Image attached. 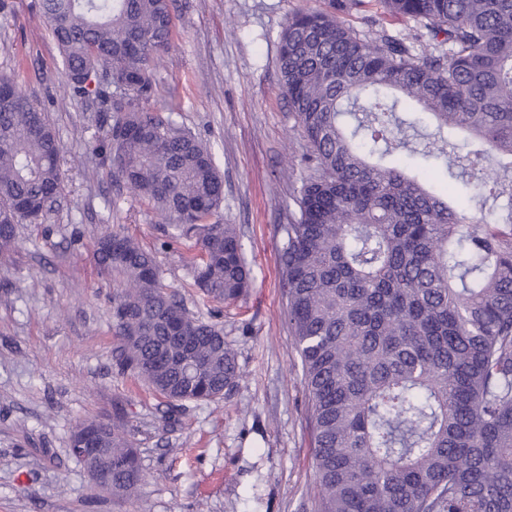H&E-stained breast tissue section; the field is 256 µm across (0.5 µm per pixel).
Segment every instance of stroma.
I'll use <instances>...</instances> for the list:
<instances>
[{
  "label": "stroma",
  "mask_w": 512,
  "mask_h": 512,
  "mask_svg": "<svg viewBox=\"0 0 512 512\" xmlns=\"http://www.w3.org/2000/svg\"><path fill=\"white\" fill-rule=\"evenodd\" d=\"M0 12V71L47 112L65 150L59 206L17 227L0 253V512H316L313 444L300 357L280 288L279 227L307 170L282 93L279 34L318 0H177V36L154 75L175 117L215 155L224 221L236 225L252 282L219 321L243 375L216 403L163 400L112 370L111 280L96 238L121 230L152 250L165 284L198 318L212 303L193 286L186 244L85 151L102 136L95 104L64 87L62 58L34 0ZM123 401L149 476L131 497L99 494L69 453L75 424Z\"/></svg>",
  "instance_id": "1"
}]
</instances>
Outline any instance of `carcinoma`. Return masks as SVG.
<instances>
[{
    "mask_svg": "<svg viewBox=\"0 0 512 512\" xmlns=\"http://www.w3.org/2000/svg\"><path fill=\"white\" fill-rule=\"evenodd\" d=\"M422 24L415 37H359L341 16L370 3ZM64 84L99 102L91 142L115 182L193 242L194 287L230 305L250 286L236 225L220 213L211 150L160 101L153 67L175 37L173 0H38ZM282 88L309 169L280 226L281 288L308 394L320 512H512V0H328L288 16ZM0 252L17 225L60 196L62 147L44 112L0 72ZM468 134L466 152L448 135ZM492 203L467 217L399 165ZM112 279V360L175 415L228 394L241 377L219 324L190 316L152 253L121 232L97 240ZM112 470V496L146 483L128 414L82 420Z\"/></svg>",
    "mask_w": 512,
    "mask_h": 512,
    "instance_id": "carcinoma-1",
    "label": "carcinoma"
}]
</instances>
